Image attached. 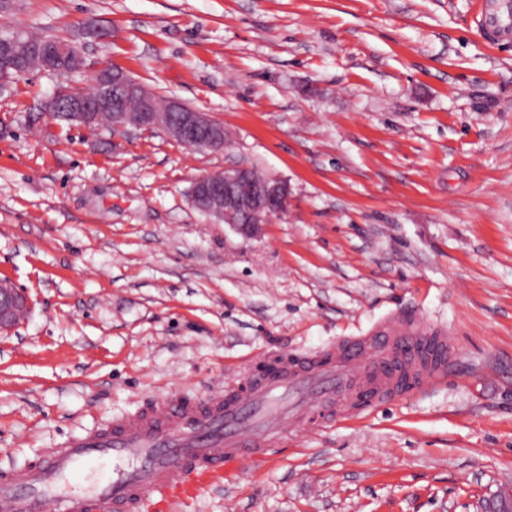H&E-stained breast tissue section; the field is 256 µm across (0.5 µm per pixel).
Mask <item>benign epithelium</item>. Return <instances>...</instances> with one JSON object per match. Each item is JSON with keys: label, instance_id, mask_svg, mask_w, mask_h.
<instances>
[{"label": "benign epithelium", "instance_id": "7a95c632", "mask_svg": "<svg viewBox=\"0 0 512 512\" xmlns=\"http://www.w3.org/2000/svg\"><path fill=\"white\" fill-rule=\"evenodd\" d=\"M20 31L0 34V62L14 61L13 69L0 68V92L7 89L17 75H25L29 68L20 63L26 54L19 43ZM93 95L72 99L63 88L56 90L42 108L44 118L54 119L56 112L70 113V119L83 124L90 122L95 113H112V135H126L130 129L161 130L181 144L190 147L222 150L228 144L221 122L208 113L170 98L159 108L156 94L127 72L118 67L103 68L96 74ZM135 97L140 103L136 115L125 110L123 98ZM192 205L202 214L217 221L231 224L239 230H254L260 224H269L282 213L288 201L287 183L276 177L269 178L264 189L254 188L251 168L237 164L195 180L189 191ZM29 310L25 292L7 281L0 280V332L15 326Z\"/></svg>", "mask_w": 512, "mask_h": 512}]
</instances>
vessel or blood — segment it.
Returning <instances> with one entry per match:
<instances>
[{"label":"vessel or blood","mask_w":512,"mask_h":512,"mask_svg":"<svg viewBox=\"0 0 512 512\" xmlns=\"http://www.w3.org/2000/svg\"><path fill=\"white\" fill-rule=\"evenodd\" d=\"M480 23L492 37H512V0L482 5ZM454 353L445 328L416 314L388 317L321 354L270 366L235 391L192 404L166 398L68 439L0 475V512H147L158 504L173 512L181 496L222 481L226 465L246 472L274 455L283 431L312 433L433 387ZM96 460L111 461L107 479L87 491L66 488L69 476Z\"/></svg>","instance_id":"1"}]
</instances>
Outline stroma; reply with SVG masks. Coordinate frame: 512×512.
I'll use <instances>...</instances> for the list:
<instances>
[{"instance_id": "1", "label": "stroma", "mask_w": 512, "mask_h": 512, "mask_svg": "<svg viewBox=\"0 0 512 512\" xmlns=\"http://www.w3.org/2000/svg\"><path fill=\"white\" fill-rule=\"evenodd\" d=\"M479 2L1 6L0 32L63 37L86 68L0 93V278L31 301L0 334V472L400 311L452 332L446 379L290 435L174 512H476L512 497V39L487 43ZM112 66L211 113L230 145L29 125L58 86ZM232 164L290 187L253 235L188 197Z\"/></svg>"}]
</instances>
